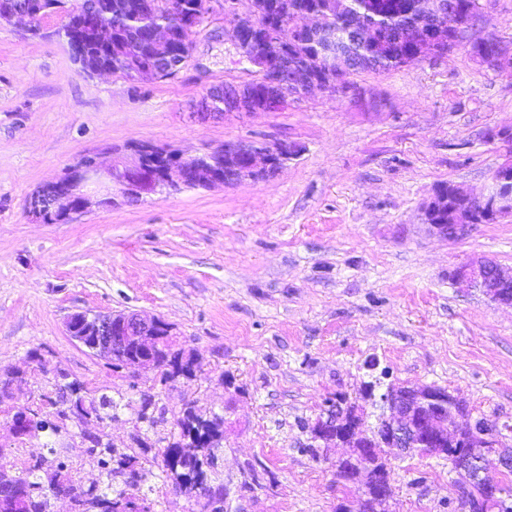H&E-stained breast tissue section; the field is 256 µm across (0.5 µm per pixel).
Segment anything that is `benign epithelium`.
Here are the masks:
<instances>
[{
  "label": "benign epithelium",
  "instance_id": "benign-epithelium-1",
  "mask_svg": "<svg viewBox=\"0 0 512 512\" xmlns=\"http://www.w3.org/2000/svg\"><path fill=\"white\" fill-rule=\"evenodd\" d=\"M41 0H31L19 8L3 0L7 19L17 16L35 18L41 12ZM226 22L232 31V41L240 60L256 68L257 79L239 84L222 83L206 89L197 110L187 113L191 122L222 119L229 114L254 112H280L296 100L307 97L317 89L331 95H347L353 91L350 76H338L334 72L336 41L332 31L312 23L307 32L325 45L324 57L317 61L315 69L296 67L282 57H262L241 44L240 26L249 20L237 11V0H222ZM423 17L417 31L425 41V55L433 50L438 55L447 54L455 47V36L473 23L477 12L458 15L452 7L444 8L431 0L420 7ZM202 19L197 15H182L181 29L167 27L152 31L151 48L155 52L158 67L154 73L161 76L177 73L191 57L174 62L163 55V50L174 39H189ZM347 35L352 40L367 37L369 31L361 15L351 13L346 17ZM480 42L492 46L483 56V64L489 68L502 67L509 59V45L494 39L482 38ZM262 86V92L255 86ZM155 145L143 142L131 147V153L115 160L112 167L102 168L95 155L83 158L80 163L57 181L43 184L32 191L33 203L27 205L29 215L45 224L70 221L73 216L87 209L92 192L108 190V183L119 186V195L106 197L103 204L134 203L144 196L157 193L181 192L187 189L220 184L232 185L228 174L238 173L240 162H245L247 179L252 182L266 180L279 172L288 159L297 155L298 148L288 142L267 143L253 140H229L202 156L211 158L208 163L198 162V156H186L178 151L162 152L164 161L152 155ZM512 216V159L500 164L492 173L486 192L473 194L464 189L453 198L434 196L425 209V220L441 237L458 239L466 236L478 223L493 224ZM455 282L466 288H478L496 302L512 305V271H507L492 261L477 259L464 262L453 271ZM171 332V327L158 317L146 318L136 313L114 314L81 311L71 314L66 321V332L80 346L104 359L112 358L118 347L137 351L134 370L146 366L158 367L154 342L160 331ZM379 402L388 413L382 414L378 423L386 433L385 447L395 449L402 456L413 448L428 446L432 454L446 457L444 444L458 440L460 432L468 433L473 441L470 453V469L485 476L486 454L499 445L502 435L496 425L487 422H467L462 430L453 429L440 407L449 403L457 416L467 415L465 406L444 388L426 386L389 385L378 395ZM332 419L311 434V442L327 449L338 445L349 448L348 460L359 467L368 466L378 449L367 448L359 443L358 430L346 428L340 432L329 427Z\"/></svg>",
  "mask_w": 512,
  "mask_h": 512
}]
</instances>
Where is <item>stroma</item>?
Returning <instances> with one entry per match:
<instances>
[{"label":"stroma","mask_w":512,"mask_h":512,"mask_svg":"<svg viewBox=\"0 0 512 512\" xmlns=\"http://www.w3.org/2000/svg\"><path fill=\"white\" fill-rule=\"evenodd\" d=\"M479 14L445 56L354 75L359 96L315 92L283 112L204 123L185 115L207 87L253 77L222 10L193 33V62L152 81L80 72L57 35L63 15L37 36L0 20V373H20L0 404V464L13 468L17 445L42 446L17 442L9 424L60 369L96 395H155L165 414L153 442L185 404L224 415L235 512H358L359 483L336 474L345 448L312 458L300 424L326 399H358L373 360L388 382L447 388L472 417L512 425V306L452 279L477 258L512 270V217L450 241L423 215L438 185L481 193L512 157V63L491 69L470 52L481 37L512 45V0H479ZM231 139L299 153L259 183L95 203L61 224L26 211L37 186L84 156L108 166L142 142L194 154ZM87 310L163 319L200 372L163 386L154 370L112 371L65 332ZM67 429L71 457L83 434L122 448L134 432L125 414ZM390 464L394 494L376 512H448L446 460Z\"/></svg>","instance_id":"1"}]
</instances>
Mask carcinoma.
Segmentation results:
<instances>
[{"mask_svg": "<svg viewBox=\"0 0 512 512\" xmlns=\"http://www.w3.org/2000/svg\"><path fill=\"white\" fill-rule=\"evenodd\" d=\"M96 13L94 25L112 29V47L103 48L95 40L93 31L84 29L82 33L88 52L104 59L112 66V71L124 75L137 67L150 64V57L137 54L134 46L146 39L148 31L158 26L176 29L180 25V10L166 7L169 0H94ZM413 0H254V21L263 24L275 13L285 18V28H274L276 38L283 39L282 47L288 61L294 64H313L320 55L319 44L306 35L305 27L310 18L303 11H312L322 25L339 29L340 19L354 10H362L364 5L374 6L373 12L365 14L372 30L380 35L398 30H408L415 24L411 12ZM377 37L354 42V56L373 60L378 64L376 73L388 72L406 64L405 58L414 52V43L407 40L391 48L388 53L380 52L375 44ZM172 338L163 339V346L157 352L160 363V382L166 384L179 377L190 379L195 376L196 364L191 359H183L181 352L172 348ZM43 406L29 415L27 424L44 430L52 437L61 429V422L75 416L80 420L95 419L102 424L116 419L120 412L127 410L135 416L138 424L133 437L137 448H115L100 435H89V446L85 454L97 465L102 482L89 488L65 466L64 456L56 448L43 453L30 449L27 465L16 472L18 482L32 486L36 494L25 499L13 495H0V512H49L51 499L68 493L75 502L74 512H129L127 505L139 503L137 512H153V502L149 492L153 487L149 482L155 474L151 462L141 454L148 450V432L155 429L158 418L152 410V398L135 401L118 394L114 398L108 394L96 397L88 392L83 382L59 371L51 383V395H41ZM176 431L166 439L161 448L162 471L172 482V487L180 488L191 484L197 489V498L192 503L191 512H202L200 498L213 492H224V468L214 461L211 443L224 446V416L211 413L204 415L195 406L185 405L174 419ZM470 448L464 444L448 446V459L452 469L462 473L468 467ZM336 472L346 481H359L363 486L365 499L362 512H374L373 494L381 486L390 484V470L386 459L380 457L370 469L359 471L345 460L336 462ZM479 479L471 482L459 478L454 482L456 498L449 500L448 506L456 512H512V486L498 483L503 491L497 499L484 496Z\"/></svg>", "mask_w": 512, "mask_h": 512, "instance_id": "carcinoma-1", "label": "carcinoma"}]
</instances>
